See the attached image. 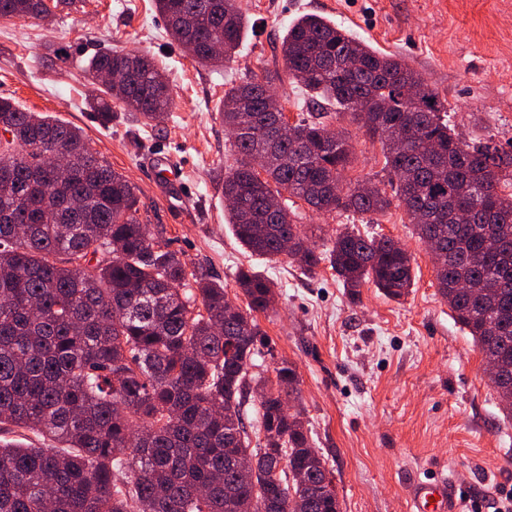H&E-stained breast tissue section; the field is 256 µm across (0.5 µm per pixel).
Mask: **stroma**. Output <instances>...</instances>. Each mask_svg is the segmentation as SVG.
<instances>
[{"label":"stroma","instance_id":"35a3bbf8","mask_svg":"<svg viewBox=\"0 0 512 512\" xmlns=\"http://www.w3.org/2000/svg\"><path fill=\"white\" fill-rule=\"evenodd\" d=\"M246 18L233 60H193L168 33L155 0H78L46 20L0 21V97L79 127L101 161L122 174L140 200V219L186 261L223 282L244 304L235 276L252 268L275 285L257 319L269 353L260 373L295 364L299 402L313 445L325 457L342 512H409L414 479L445 471L461 491L490 498L512 488V421L505 419L486 364L434 286L433 265L400 200L382 214H318L294 209L318 249L352 229L405 246L416 276L393 300L372 283L351 301L329 263L315 273L288 257L250 255L225 219L224 175L237 155L219 117L225 91L266 72L290 123L312 120L310 93L289 76L280 43L304 13L329 18L373 47L403 56L440 97L463 138L512 141V0H238ZM145 51L162 62L174 105L164 121L112 106V120L91 117L84 69L95 54ZM334 129L354 153L346 179L388 183L379 142L344 115ZM180 162L185 201L169 202L149 176L156 156Z\"/></svg>","mask_w":512,"mask_h":512}]
</instances>
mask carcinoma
Returning a JSON list of instances; mask_svg holds the SVG:
<instances>
[{
    "label": "carcinoma",
    "mask_w": 512,
    "mask_h": 512,
    "mask_svg": "<svg viewBox=\"0 0 512 512\" xmlns=\"http://www.w3.org/2000/svg\"><path fill=\"white\" fill-rule=\"evenodd\" d=\"M76 0H0V18L41 19ZM167 31L193 59L231 58L244 33L236 0H155ZM215 42L220 55L211 53ZM288 73L351 115L382 145L384 168L422 241L444 252L434 265L439 294L468 328L492 386L512 419V150L493 138L468 141L448 125V106L399 55L374 50L316 14L294 20L281 42ZM119 82L93 90L102 124L112 101L146 123L173 104L164 68L145 52L95 56L88 73ZM267 72L224 92L220 116L237 165L224 177L234 204L227 221L241 246L287 255L313 273L327 260L359 295L365 282L399 299L414 285L398 242L355 231L317 250L284 204L319 212L380 213L392 200L379 184L362 193L342 173L349 137L328 112L296 124L261 175L253 159L270 147ZM0 424L47 436L60 448L0 443V512H341L323 456L312 447L286 360L275 379L253 372L264 333L256 313L274 285L250 269L236 274L246 306H228L224 284L188 271L138 216L125 177L103 164L82 131L0 99ZM67 153L72 170L53 173ZM472 221L451 220L450 205ZM257 419L245 423L250 390ZM253 464L240 477L243 460Z\"/></svg>",
    "instance_id": "carcinoma-1"
}]
</instances>
